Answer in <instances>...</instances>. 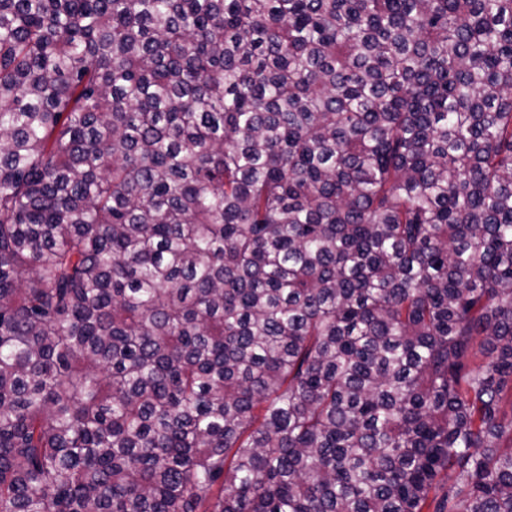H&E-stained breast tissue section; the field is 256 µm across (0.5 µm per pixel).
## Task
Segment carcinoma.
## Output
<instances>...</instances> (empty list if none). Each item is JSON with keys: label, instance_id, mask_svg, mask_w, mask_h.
<instances>
[{"label": "carcinoma", "instance_id": "1", "mask_svg": "<svg viewBox=\"0 0 512 512\" xmlns=\"http://www.w3.org/2000/svg\"><path fill=\"white\" fill-rule=\"evenodd\" d=\"M0 512H512V0H0Z\"/></svg>", "mask_w": 512, "mask_h": 512}]
</instances>
